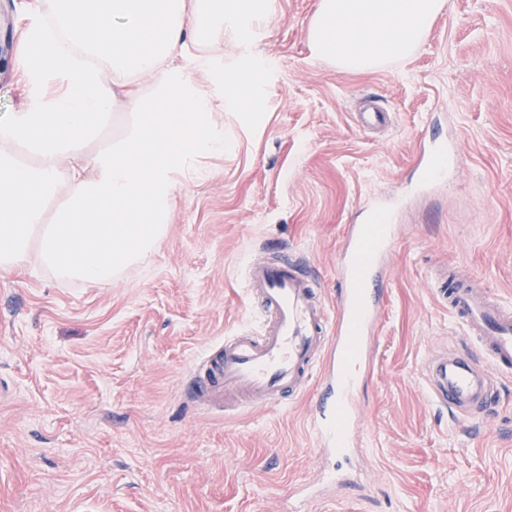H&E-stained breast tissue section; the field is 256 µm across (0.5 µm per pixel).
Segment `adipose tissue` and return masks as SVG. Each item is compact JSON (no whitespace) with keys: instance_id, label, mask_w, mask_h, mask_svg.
<instances>
[{"instance_id":"adipose-tissue-1","label":"adipose tissue","mask_w":512,"mask_h":512,"mask_svg":"<svg viewBox=\"0 0 512 512\" xmlns=\"http://www.w3.org/2000/svg\"><path fill=\"white\" fill-rule=\"evenodd\" d=\"M446 0H320L316 56L368 69L412 53ZM263 0H46L23 31L15 67L26 99L0 119V272L38 263L63 280L106 286L148 261L167 230L180 175L224 150L213 102L251 113L252 67L225 75L212 56L185 66L189 46L241 39ZM123 89L120 136L90 154ZM180 90L192 106L189 148L173 123H155ZM56 209L47 204L54 198Z\"/></svg>"}]
</instances>
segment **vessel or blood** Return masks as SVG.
<instances>
[{
  "label": "vessel or blood",
  "mask_w": 512,
  "mask_h": 512,
  "mask_svg": "<svg viewBox=\"0 0 512 512\" xmlns=\"http://www.w3.org/2000/svg\"><path fill=\"white\" fill-rule=\"evenodd\" d=\"M448 159L431 152L420 165L439 181ZM377 207L369 223L347 225L335 311L318 297V283L297 250L283 249L248 266L245 288L261 315L259 327L225 338L203 360L194 398L203 407L278 405L312 392L311 430L322 458H349L350 431L362 375L371 374L368 344L378 323L388 279L384 261L397 237ZM440 292L479 356L452 349L433 359V403L457 416L485 412L496 376L512 372V307L489 291L448 273Z\"/></svg>",
  "instance_id": "1"
}]
</instances>
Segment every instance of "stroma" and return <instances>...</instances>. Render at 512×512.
<instances>
[{
  "label": "stroma",
  "mask_w": 512,
  "mask_h": 512,
  "mask_svg": "<svg viewBox=\"0 0 512 512\" xmlns=\"http://www.w3.org/2000/svg\"><path fill=\"white\" fill-rule=\"evenodd\" d=\"M320 0H269L245 40L200 45L234 72L265 65L263 111L224 124V152L183 179L149 262L106 287L38 263L0 273V512H286L319 480L312 405L231 414L191 398L195 365L260 318L244 274L301 252L327 308L346 225L391 205L399 243L359 387L364 454L339 460L363 512H512V374L481 421L429 398L425 366L472 342L436 291L454 266L512 305V0H447L412 54L348 70L315 56ZM371 100L393 114L359 128ZM456 144L441 185L417 182L420 139Z\"/></svg>",
  "instance_id": "1"
}]
</instances>
